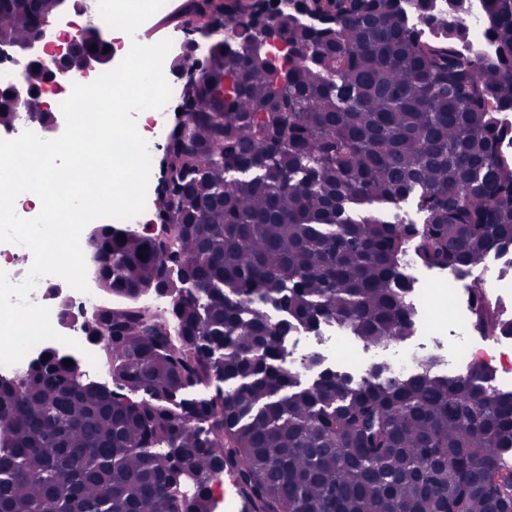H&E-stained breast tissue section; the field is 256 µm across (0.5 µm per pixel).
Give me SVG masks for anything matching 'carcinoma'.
Returning a JSON list of instances; mask_svg holds the SVG:
<instances>
[{
  "label": "carcinoma",
  "instance_id": "cac0c4a2",
  "mask_svg": "<svg viewBox=\"0 0 512 512\" xmlns=\"http://www.w3.org/2000/svg\"><path fill=\"white\" fill-rule=\"evenodd\" d=\"M341 0L259 31L247 0H183L238 27L186 89L156 195L163 231L94 236L114 302L94 336L112 387L53 351L0 378V512H210L234 472L252 512H512V391L437 359L356 381L284 366L295 329L334 322L368 346L413 335L407 261L472 272L512 250V0H485L498 62L465 53L433 0ZM56 0H0V38ZM440 32L423 37L418 25ZM419 219L405 223L401 206ZM173 298L161 316L134 297ZM474 328L512 336L483 288Z\"/></svg>",
  "mask_w": 512,
  "mask_h": 512
}]
</instances>
